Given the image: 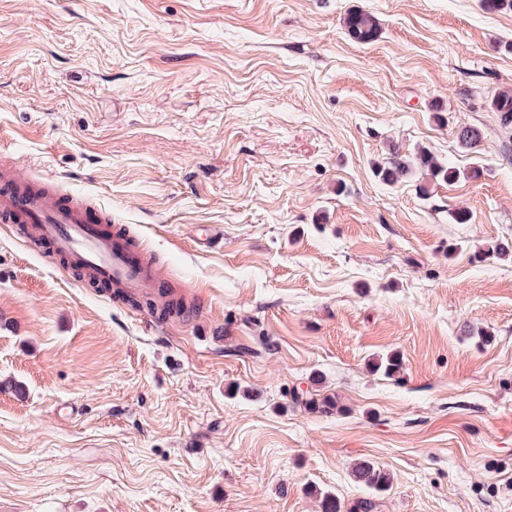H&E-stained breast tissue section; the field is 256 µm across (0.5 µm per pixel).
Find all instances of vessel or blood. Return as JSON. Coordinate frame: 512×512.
Here are the masks:
<instances>
[{"label": "vessel or blood", "instance_id": "obj_1", "mask_svg": "<svg viewBox=\"0 0 512 512\" xmlns=\"http://www.w3.org/2000/svg\"><path fill=\"white\" fill-rule=\"evenodd\" d=\"M0 222L24 225L52 255L118 296L135 298L157 285L155 271L126 238L95 224L86 209L26 184L8 167L0 168Z\"/></svg>", "mask_w": 512, "mask_h": 512}]
</instances>
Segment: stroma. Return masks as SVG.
I'll return each instance as SVG.
<instances>
[{"label": "stroma", "mask_w": 512, "mask_h": 512, "mask_svg": "<svg viewBox=\"0 0 512 512\" xmlns=\"http://www.w3.org/2000/svg\"><path fill=\"white\" fill-rule=\"evenodd\" d=\"M501 92L487 0H0V165L111 215L190 306L0 223V512H512V257H476L512 241ZM421 147L482 176L377 179ZM345 26L349 35L359 43L372 42L378 36L376 19L364 11H354L348 14ZM354 481L377 492L384 491L389 483V475L373 463L364 461L353 471Z\"/></svg>", "instance_id": "1"}]
</instances>
